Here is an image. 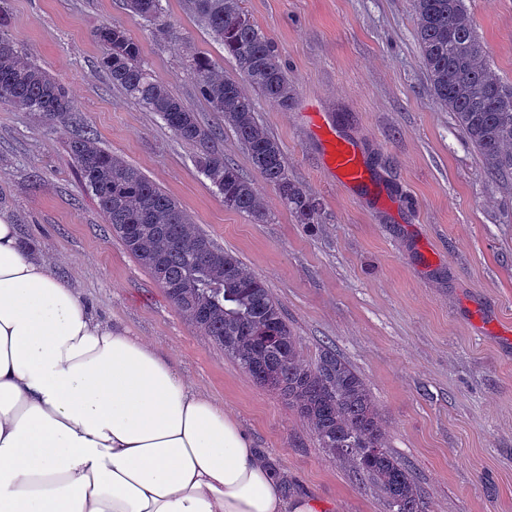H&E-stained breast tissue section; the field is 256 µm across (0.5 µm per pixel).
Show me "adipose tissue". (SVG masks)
Instances as JSON below:
<instances>
[{
    "label": "adipose tissue",
    "mask_w": 512,
    "mask_h": 512,
    "mask_svg": "<svg viewBox=\"0 0 512 512\" xmlns=\"http://www.w3.org/2000/svg\"><path fill=\"white\" fill-rule=\"evenodd\" d=\"M0 512H325L0 212Z\"/></svg>",
    "instance_id": "1"
}]
</instances>
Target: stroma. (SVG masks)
Listing matches in <instances>:
<instances>
[{"mask_svg":"<svg viewBox=\"0 0 512 512\" xmlns=\"http://www.w3.org/2000/svg\"><path fill=\"white\" fill-rule=\"evenodd\" d=\"M176 35L133 19L123 0H8L9 32L68 88L85 118L0 104V210L93 311L128 329L232 412L289 494L326 512H386L382 494L318 448L307 424L176 311L106 228L69 143L91 132L175 199L282 304L300 353L331 347L365 379L387 446L420 483L426 512H512V177L491 176L433 92L410 0H245L293 87L289 107L255 96L291 180L321 204L298 223L231 131L219 146L262 197L267 222L225 206L196 147L113 88L97 28L115 25L204 123L191 54L239 78L221 44L163 0ZM491 64L512 82V0H468ZM350 142L367 180L330 171L316 120Z\"/></svg>","mask_w":512,"mask_h":512,"instance_id":"1","label":"stroma"}]
</instances>
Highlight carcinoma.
Listing matches in <instances>:
<instances>
[{"label":"carcinoma","instance_id":"obj_1","mask_svg":"<svg viewBox=\"0 0 512 512\" xmlns=\"http://www.w3.org/2000/svg\"><path fill=\"white\" fill-rule=\"evenodd\" d=\"M186 6L223 44L252 88L288 107L293 89L286 67L273 40L250 21L244 0H186ZM411 6L436 99L478 149L485 168L501 178L512 176V82L503 80L489 62L467 0H411ZM126 8L154 34L173 35L162 0H126ZM7 15L6 0H0V103L83 122L64 84L5 33ZM94 37L112 86L197 147L198 170L225 206L259 223L267 221L252 183L215 145L221 131L205 125L144 64L139 44L124 29L103 25ZM189 68L199 97L233 131L297 221L318 223L320 203L288 177L281 143L259 122L239 82L195 54ZM69 150L81 184L97 200L109 231L151 273L177 311L257 384L288 401L318 447L378 487L387 512H425L420 487L386 447L378 406L351 364L330 347L313 363L302 359L299 339L264 283L201 232L180 204L137 167L102 149L88 133L72 141Z\"/></svg>","mask_w":512,"mask_h":512}]
</instances>
